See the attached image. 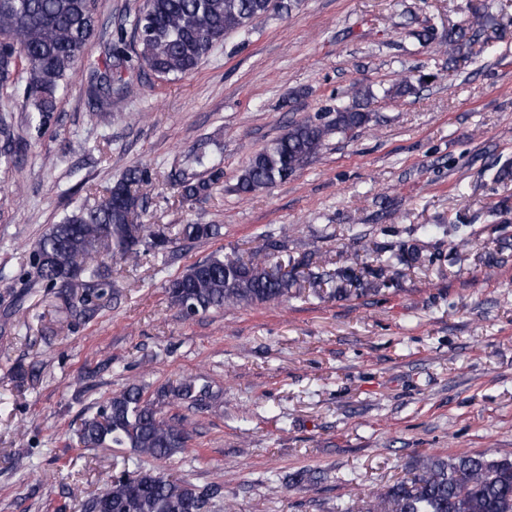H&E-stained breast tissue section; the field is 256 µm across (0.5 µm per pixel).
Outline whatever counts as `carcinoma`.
<instances>
[{
  "label": "carcinoma",
  "mask_w": 512,
  "mask_h": 512,
  "mask_svg": "<svg viewBox=\"0 0 512 512\" xmlns=\"http://www.w3.org/2000/svg\"><path fill=\"white\" fill-rule=\"evenodd\" d=\"M290 8L287 0H144L126 24L140 67L175 79L197 70L227 34L245 33L270 12ZM96 27V0H0V83L18 85L37 126L50 122L72 71L84 64ZM125 33L120 28L103 65L88 64L91 91L106 90L108 105L115 108L120 97H112V69L126 62ZM348 96L352 103L337 106L327 113L328 119L301 118L268 142L241 169L236 191H268L310 163L332 136L346 137L365 127L371 113L363 110L362 102L375 97L373 89L354 85ZM150 176L147 167L129 169L106 196L74 206L51 225L32 251L35 282L59 289L71 307H85L89 289L108 286L104 270L87 261L97 246L112 245L113 257L133 264L147 254L155 259L166 254L170 239L133 223L141 202L139 187L149 183ZM219 177L215 171L208 180H180L181 200L208 195ZM219 230L217 224H182L178 235L185 242H197L216 237ZM307 266L303 260L285 271L272 265L268 252L257 250L244 260L226 258L216 250L167 280L165 293L186 317L271 304L292 297L298 269ZM370 276L386 284L381 267L336 270V295L369 292ZM213 399L203 376L185 377L153 398L132 384L81 419L78 441L84 448L111 445L146 458L168 459L186 449L188 433L182 421L164 418L160 406L171 400L196 410ZM220 494L219 484L200 488L160 472L127 471L105 492L88 499L84 512H202ZM368 512H512V458L484 453L426 456L411 481L376 495Z\"/></svg>",
  "instance_id": "1"
}]
</instances>
